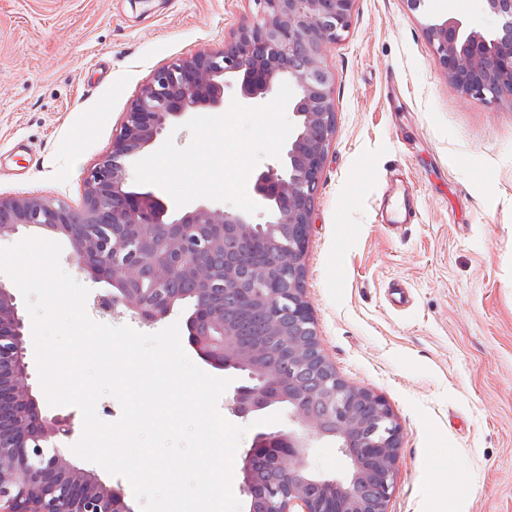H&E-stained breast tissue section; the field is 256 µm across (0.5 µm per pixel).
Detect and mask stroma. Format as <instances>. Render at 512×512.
<instances>
[{"label": "stroma", "mask_w": 512, "mask_h": 512, "mask_svg": "<svg viewBox=\"0 0 512 512\" xmlns=\"http://www.w3.org/2000/svg\"><path fill=\"white\" fill-rule=\"evenodd\" d=\"M254 0H0V195L79 207L154 72L222 48ZM480 0H357L329 46L336 134L306 299L327 357L403 439L389 512H512V102L463 95L426 28ZM412 205L394 231L381 210ZM442 468L460 492L428 480Z\"/></svg>", "instance_id": "1"}]
</instances>
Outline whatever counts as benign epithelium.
<instances>
[{"label": "benign epithelium", "mask_w": 512, "mask_h": 512, "mask_svg": "<svg viewBox=\"0 0 512 512\" xmlns=\"http://www.w3.org/2000/svg\"><path fill=\"white\" fill-rule=\"evenodd\" d=\"M259 13L224 47L203 48L155 72L131 101L112 150L83 179L82 223L76 210L42 196L0 195V240L22 230L64 237L71 259L93 281L103 315L154 325L187 305L188 342L220 370L247 373L225 407L242 420L288 408L291 428L259 432L243 456L240 490L247 512H388L402 429L386 400L343 379L326 357L305 297L303 258L314 224V197L336 130L335 74L329 45L348 31L356 0H257ZM490 22L471 27L448 16L427 26L433 54L462 94L512 101V0H481ZM288 83L294 129L278 161L252 186L255 215L206 203L168 214L151 192L131 190L126 160L154 144L163 129L228 99L265 105ZM196 285L172 292L175 280ZM234 295L243 314L262 310L268 330L239 340L218 294ZM24 321L14 289L0 279V512H134L121 488L66 452L68 415L42 411L32 393ZM282 348L313 373L312 390L285 379L272 360ZM328 441L345 461L342 475L314 469L310 449ZM277 479L255 492L254 460Z\"/></svg>", "instance_id": "1"}]
</instances>
